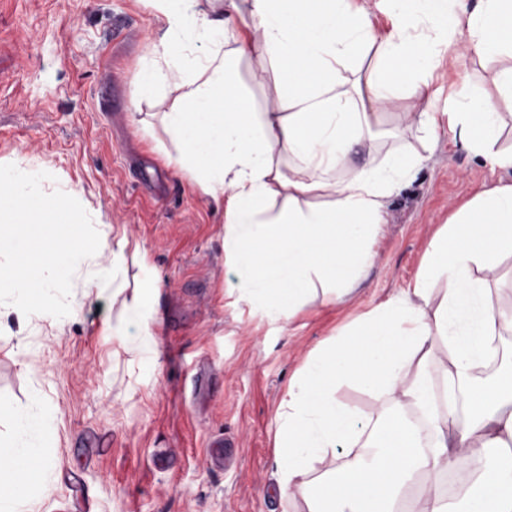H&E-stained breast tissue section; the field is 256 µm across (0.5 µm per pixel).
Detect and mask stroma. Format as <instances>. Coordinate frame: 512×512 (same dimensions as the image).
Returning a JSON list of instances; mask_svg holds the SVG:
<instances>
[{"label": "stroma", "mask_w": 512, "mask_h": 512, "mask_svg": "<svg viewBox=\"0 0 512 512\" xmlns=\"http://www.w3.org/2000/svg\"><path fill=\"white\" fill-rule=\"evenodd\" d=\"M167 30L151 0H0V182L22 199L69 197L86 217L76 238L110 224L142 247L116 284L145 294L149 330L122 315L113 285L83 275L45 289L52 314L0 320V441L40 415L44 474L30 512H306L278 500L276 412L288 383L321 343L409 288L428 240L476 193L512 183V169L456 146L450 95L493 91L499 62L441 61L436 130L408 121L424 102L395 97L382 131L349 158L377 167L390 149L421 158L391 196L374 259L340 300L316 296L273 319L248 302L224 250V209L168 163L176 147L162 114L173 70L157 66ZM152 86H137L141 69ZM119 82L118 113L99 88ZM278 72L255 51L239 68L258 110Z\"/></svg>", "instance_id": "35a3bbf8"}]
</instances>
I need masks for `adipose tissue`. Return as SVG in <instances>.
<instances>
[{
	"label": "adipose tissue",
	"instance_id": "1",
	"mask_svg": "<svg viewBox=\"0 0 512 512\" xmlns=\"http://www.w3.org/2000/svg\"><path fill=\"white\" fill-rule=\"evenodd\" d=\"M168 29L207 50L193 73L177 82L164 113L177 152L174 168L224 207V249L245 295L280 319L323 292L343 296L372 263L387 200L419 163L391 151L378 168L347 161L374 128L397 91L433 104L428 81L441 50L501 61L495 88L512 100V0H388L392 26L377 32L366 9L349 0H248V17L263 36L264 54L279 68V104L256 111L236 84L235 67L254 51L251 38L226 47L223 6L199 10L196 0H154ZM376 59L349 92L348 63L368 49ZM457 144L497 168H512V151H495L500 115L489 97L464 98L448 115ZM297 162L294 177L283 157ZM346 170L343 180L331 179ZM77 216L56 199L23 200L0 184V242L33 239L31 253L0 265V286L42 276L48 264L68 272L90 266L107 274L104 252L123 257L128 239L99 234L77 249ZM512 255V183L478 192L430 239L427 260L411 288L376 308L350 340L323 343L292 379L277 411L276 489L303 500L307 512H396L398 497L426 477L417 512H512V370L491 387L476 383L488 360L501 356L503 316L488 302L496 260ZM464 392L463 410L431 382V368ZM352 382L377 390L395 407L365 421L336 396ZM412 407L429 433L410 422ZM31 424L0 448V512H22L32 466L41 457ZM373 449L339 470L330 449L355 442ZM482 452L480 469L464 466ZM463 491L441 488L447 473Z\"/></svg>",
	"mask_w": 512,
	"mask_h": 512
}]
</instances>
